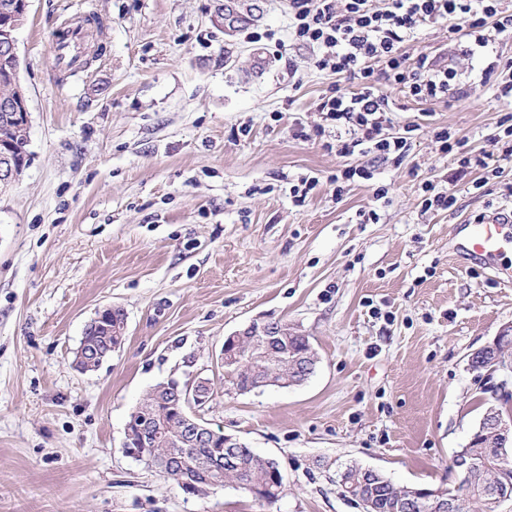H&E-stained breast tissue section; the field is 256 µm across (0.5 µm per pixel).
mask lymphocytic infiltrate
<instances>
[{
    "instance_id": "obj_1",
    "label": "lymphocytic infiltrate",
    "mask_w": 512,
    "mask_h": 512,
    "mask_svg": "<svg viewBox=\"0 0 512 512\" xmlns=\"http://www.w3.org/2000/svg\"><path fill=\"white\" fill-rule=\"evenodd\" d=\"M288 34L320 50L316 64L336 78L317 108L345 128L339 153L402 159L409 137L386 132L400 87L418 101L447 98L457 87L455 64L413 57L402 45L418 27L447 25L459 55L469 57L512 35V8L504 0H289Z\"/></svg>"
}]
</instances>
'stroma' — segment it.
<instances>
[{
  "label": "stroma",
  "instance_id": "35a3bbf8",
  "mask_svg": "<svg viewBox=\"0 0 512 512\" xmlns=\"http://www.w3.org/2000/svg\"><path fill=\"white\" fill-rule=\"evenodd\" d=\"M85 9L101 18L96 53L60 73L53 36ZM288 23V0H31L17 34L28 164L0 193V512H361L333 481L350 461L399 487H457L453 456L512 392L469 364L512 324V256L501 273L466 259L457 227L512 207V161L456 177L432 130L490 152L512 108L488 92L419 103L393 90L392 135L416 128L407 156L335 197L330 177L365 159L333 149L332 126L293 137L320 123L334 78ZM404 49L455 58L440 24ZM495 54L512 60V38L455 58L461 87ZM309 177L295 206L289 190ZM447 179L454 210H422V183ZM370 209L378 221L362 223ZM109 306L125 341L81 372L74 352ZM274 320L309 337L314 373L229 389L225 337ZM195 374L213 389L210 427L279 462L275 503L190 495L126 454L138 403Z\"/></svg>",
  "mask_w": 512,
  "mask_h": 512
}]
</instances>
